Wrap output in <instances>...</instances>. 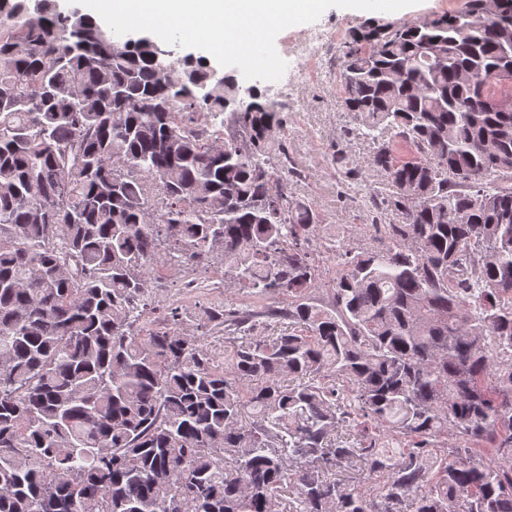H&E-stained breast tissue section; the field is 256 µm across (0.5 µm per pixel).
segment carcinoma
Returning a JSON list of instances; mask_svg holds the SVG:
<instances>
[{"instance_id": "carcinoma-1", "label": "carcinoma", "mask_w": 512, "mask_h": 512, "mask_svg": "<svg viewBox=\"0 0 512 512\" xmlns=\"http://www.w3.org/2000/svg\"><path fill=\"white\" fill-rule=\"evenodd\" d=\"M159 47L0 0V512H512V0L346 42L402 223L329 268L280 106ZM162 247L279 305L148 329Z\"/></svg>"}]
</instances>
